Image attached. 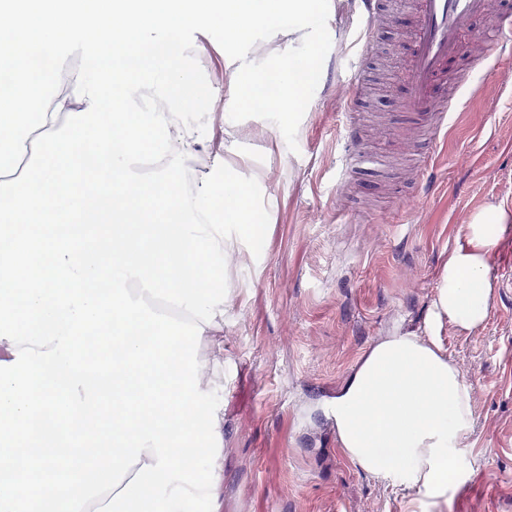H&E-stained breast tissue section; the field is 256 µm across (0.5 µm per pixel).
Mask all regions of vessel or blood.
Returning a JSON list of instances; mask_svg holds the SVG:
<instances>
[{
  "label": "vessel or blood",
  "mask_w": 512,
  "mask_h": 512,
  "mask_svg": "<svg viewBox=\"0 0 512 512\" xmlns=\"http://www.w3.org/2000/svg\"><path fill=\"white\" fill-rule=\"evenodd\" d=\"M361 23L356 42L361 51L371 45L373 23L379 0H359ZM486 0H419V15L413 34L414 50L409 61L410 90L403 102L404 111L420 118L433 115L437 125L448 120V107H441L432 88L449 64L462 54L461 33L466 23L482 18ZM512 54V40L502 39L475 50L470 56V72L481 70L494 56Z\"/></svg>",
  "instance_id": "vessel-or-blood-1"
}]
</instances>
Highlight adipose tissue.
I'll list each match as a JSON object with an SVG mask.
<instances>
[{
    "mask_svg": "<svg viewBox=\"0 0 512 512\" xmlns=\"http://www.w3.org/2000/svg\"><path fill=\"white\" fill-rule=\"evenodd\" d=\"M307 12L304 0H289L284 8L287 22L272 19L259 7L249 11L244 22L256 38L271 28L290 35ZM195 23L189 13L175 26L143 12L124 18L125 28L141 44L163 45L182 70L196 63L199 47L183 37ZM31 51L50 76L44 89L26 96L22 108L0 113V223L22 214L41 219L55 214L57 200L31 196L30 189L54 180L53 159L59 148L79 133L109 140L114 107L136 112L145 98L141 81L112 66L116 44L109 13H98L53 41L34 42ZM239 67L260 79L276 74L274 89L261 98L235 80L228 93L265 113L274 147L282 149L285 122L304 105L296 78L301 57L282 55L274 63L256 57L241 60ZM146 119V133L161 146L165 160L159 180L179 203V218L171 226L174 243L199 259H223L233 247L229 225L252 222L255 216L250 210L227 208L226 175L232 165L212 151L211 121L181 96L171 97L166 111L147 113ZM202 185L207 193H199ZM511 222L512 212L500 206L471 216L469 248L455 251L442 269L434 321L446 318L466 329L485 321L490 298L485 256ZM334 418L346 454L363 471L426 495L447 488L452 475L448 456L459 451L472 429L468 389L460 370L436 342L403 335L371 349L337 397Z\"/></svg>",
    "mask_w": 512,
    "mask_h": 512,
    "instance_id": "obj_1",
    "label": "adipose tissue"
}]
</instances>
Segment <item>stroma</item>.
Masks as SVG:
<instances>
[{"mask_svg": "<svg viewBox=\"0 0 512 512\" xmlns=\"http://www.w3.org/2000/svg\"><path fill=\"white\" fill-rule=\"evenodd\" d=\"M355 0H319L293 38L252 41L224 17L237 53L312 58L306 100L269 153L264 116L228 101L208 24L186 32L199 52L191 84L221 87L215 141L242 159L234 190L257 223L226 260L220 329L197 349L224 419L218 512H512V223L486 257L489 313L467 330L431 333L440 273L467 247L469 217L512 209V59L489 64L458 95L448 125L424 135L403 114L418 0H381L365 55L351 45ZM360 119L362 138L347 143ZM472 163L459 166L457 153ZM437 337L474 387L473 428L447 494L429 497L364 472L341 448L329 405L365 355L391 335Z\"/></svg>", "mask_w": 512, "mask_h": 512, "instance_id": "stroma-1", "label": "stroma"}]
</instances>
